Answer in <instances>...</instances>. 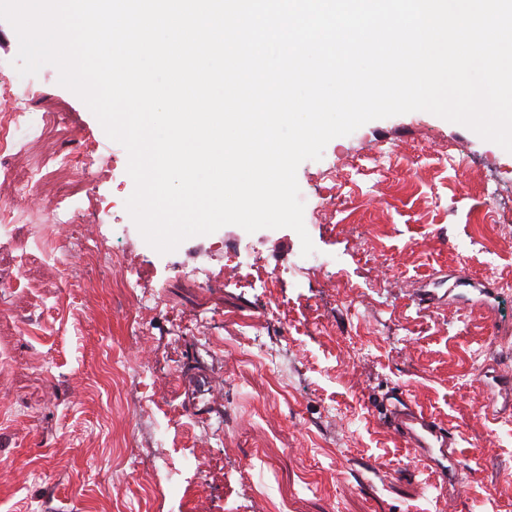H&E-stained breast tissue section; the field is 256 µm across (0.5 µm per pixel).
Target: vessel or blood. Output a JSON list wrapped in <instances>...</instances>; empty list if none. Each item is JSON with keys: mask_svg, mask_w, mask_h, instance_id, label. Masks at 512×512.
<instances>
[{"mask_svg": "<svg viewBox=\"0 0 512 512\" xmlns=\"http://www.w3.org/2000/svg\"><path fill=\"white\" fill-rule=\"evenodd\" d=\"M389 400L390 422L416 459L424 467L447 473L459 457L455 429L425 415L402 394H391Z\"/></svg>", "mask_w": 512, "mask_h": 512, "instance_id": "vessel-or-blood-1", "label": "vessel or blood"}]
</instances>
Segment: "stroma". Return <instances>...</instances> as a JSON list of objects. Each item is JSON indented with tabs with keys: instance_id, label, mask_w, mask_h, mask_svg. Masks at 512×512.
<instances>
[{
	"instance_id": "stroma-1",
	"label": "stroma",
	"mask_w": 512,
	"mask_h": 512,
	"mask_svg": "<svg viewBox=\"0 0 512 512\" xmlns=\"http://www.w3.org/2000/svg\"><path fill=\"white\" fill-rule=\"evenodd\" d=\"M34 81L32 110L55 121L12 165L109 146L54 66ZM127 165L83 177L77 195L117 200L113 222L82 211L58 234L71 248L99 238L125 269L72 248L67 266L35 268L41 287L0 288V512H253L264 485L279 512H512V411L487 415L482 390L484 370L512 374V153L426 111L332 139L297 170L305 227L331 261L312 279L293 274L289 228L226 225L158 253L125 207ZM331 186L348 207L329 222L318 194ZM246 259L277 279L267 302L240 283ZM192 266L224 277L199 286L181 274ZM124 271L159 300L139 335L114 286ZM267 303L287 323L265 320ZM198 316L215 320L206 353L174 333ZM244 322L264 325L282 377L236 359ZM136 353L150 371L113 378ZM394 392L456 429L461 494L388 425ZM215 408L231 417L220 441L204 433ZM133 446L162 466L115 471ZM187 458L207 474L183 469L170 485L167 466Z\"/></svg>"
}]
</instances>
